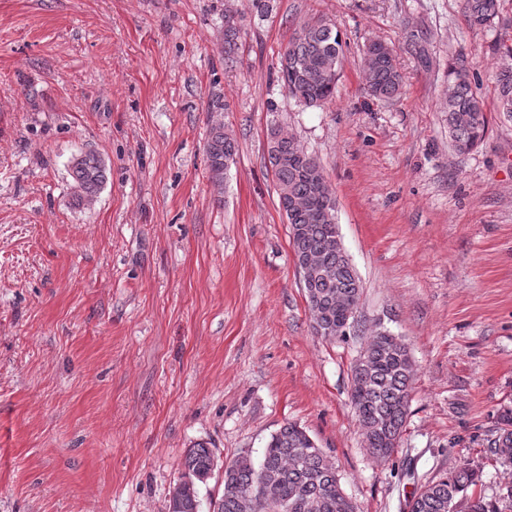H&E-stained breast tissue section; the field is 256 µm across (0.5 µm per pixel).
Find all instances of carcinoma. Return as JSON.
<instances>
[{
	"instance_id": "carcinoma-1",
	"label": "carcinoma",
	"mask_w": 512,
	"mask_h": 512,
	"mask_svg": "<svg viewBox=\"0 0 512 512\" xmlns=\"http://www.w3.org/2000/svg\"><path fill=\"white\" fill-rule=\"evenodd\" d=\"M469 27L488 29L500 20L501 0H462ZM368 81L366 92L379 99L396 97L403 78L392 50L372 41L366 49ZM343 42L338 31L323 16L304 20L280 57L279 79L289 96L308 107L332 100L336 92ZM498 111L512 119V66L496 75ZM448 134L453 150L464 155L484 142L488 120L473 88L470 69L464 60L448 68ZM267 157L278 198L288 199L289 224L295 266L306 260L316 262L318 271L306 294L312 322L336 326L346 314L357 309L361 288L357 273L344 248L336 246V200L320 161L308 154L295 137L281 126L267 134ZM236 143L224 125H211L206 156L209 178L223 193L224 175L236 156ZM75 205L93 203L107 181V165L96 151L76 155L70 165ZM415 363L408 344L387 332H377L366 344L352 370L350 398L365 448L380 462L395 453L405 426ZM494 453L512 466V406L505 405L497 417ZM217 462L207 444H194L181 461L179 480L192 491L171 499L168 512H199L197 486L211 475ZM482 472L464 463L438 480H428L413 496L411 512H512V481L487 498L477 492ZM270 488L280 512H358L345 494L336 467L300 425L288 422L271 435L260 462L247 453L224 463V484L213 512H267L255 497L243 490Z\"/></svg>"
}]
</instances>
